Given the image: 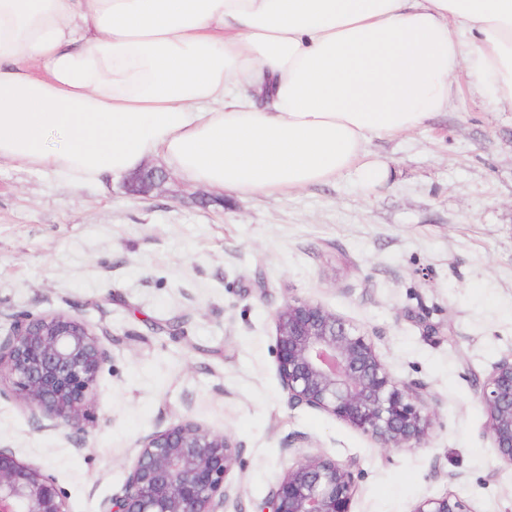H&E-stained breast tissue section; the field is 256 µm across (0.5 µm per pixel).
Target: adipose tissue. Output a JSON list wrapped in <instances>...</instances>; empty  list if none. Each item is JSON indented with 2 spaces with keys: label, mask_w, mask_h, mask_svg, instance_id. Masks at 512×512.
<instances>
[{
  "label": "adipose tissue",
  "mask_w": 512,
  "mask_h": 512,
  "mask_svg": "<svg viewBox=\"0 0 512 512\" xmlns=\"http://www.w3.org/2000/svg\"><path fill=\"white\" fill-rule=\"evenodd\" d=\"M466 89L512 112V0H0V161L73 187L378 183L370 142Z\"/></svg>",
  "instance_id": "1"
}]
</instances>
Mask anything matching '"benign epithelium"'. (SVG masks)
I'll list each match as a JSON object with an SVG mask.
<instances>
[{
    "instance_id": "benign-epithelium-1",
    "label": "benign epithelium",
    "mask_w": 512,
    "mask_h": 512,
    "mask_svg": "<svg viewBox=\"0 0 512 512\" xmlns=\"http://www.w3.org/2000/svg\"><path fill=\"white\" fill-rule=\"evenodd\" d=\"M166 179L161 169L139 174L143 193ZM277 371L291 405L323 411L383 448L412 450L430 426L415 390L391 375L368 336L319 304L294 298L274 315ZM106 359L91 327L74 317L19 315L0 339V378L34 413L82 430L86 407ZM480 402L497 458L512 467V357L486 376ZM242 448L190 419L138 443L120 493L103 512H220L230 496L227 476ZM353 464L306 456L271 488L260 512H351ZM0 512H67L55 479L0 448ZM412 512H474L455 494L420 501Z\"/></svg>"
}]
</instances>
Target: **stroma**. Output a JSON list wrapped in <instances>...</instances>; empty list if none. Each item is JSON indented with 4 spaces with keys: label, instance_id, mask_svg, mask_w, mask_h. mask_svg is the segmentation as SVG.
Returning a JSON list of instances; mask_svg holds the SVG:
<instances>
[{
    "label": "stroma",
    "instance_id": "35a3bbf8",
    "mask_svg": "<svg viewBox=\"0 0 512 512\" xmlns=\"http://www.w3.org/2000/svg\"><path fill=\"white\" fill-rule=\"evenodd\" d=\"M376 185L350 171L293 193L239 195L169 171L148 196L0 163V334L65 314L107 359L83 429L57 426L0 382V448L43 468L68 512H102L144 437L190 418L242 455L225 512H259L297 460L353 461L351 512H413L453 493L512 512V468L486 432L481 385L512 355V112L466 94L423 128L373 140ZM320 303L357 325L392 376L426 400L420 448L380 447L291 406L274 314Z\"/></svg>",
    "mask_w": 512,
    "mask_h": 512
}]
</instances>
